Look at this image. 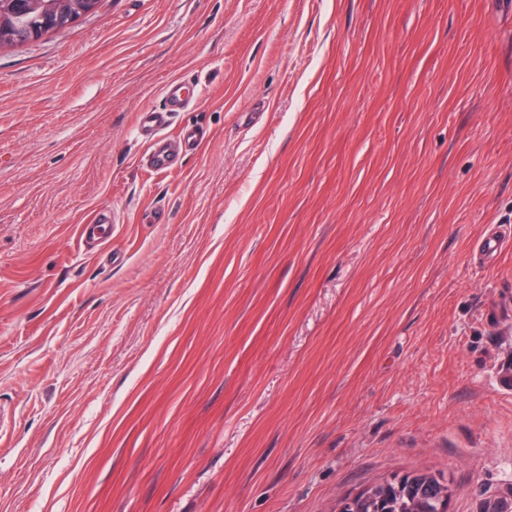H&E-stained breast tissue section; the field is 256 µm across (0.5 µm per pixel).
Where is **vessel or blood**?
I'll list each match as a JSON object with an SVG mask.
<instances>
[{
	"mask_svg": "<svg viewBox=\"0 0 512 512\" xmlns=\"http://www.w3.org/2000/svg\"><path fill=\"white\" fill-rule=\"evenodd\" d=\"M191 103L192 99L186 93L185 81L176 78L164 86L159 107L138 113L134 132L137 138L147 143L146 163L154 171H174L180 164L182 155L197 151L208 139L207 130L197 124L183 126L177 141H170L165 135L173 118L187 111ZM510 247L511 236L488 235L479 245V258L482 263H493L502 251Z\"/></svg>",
	"mask_w": 512,
	"mask_h": 512,
	"instance_id": "vessel-or-blood-1",
	"label": "vessel or blood"
}]
</instances>
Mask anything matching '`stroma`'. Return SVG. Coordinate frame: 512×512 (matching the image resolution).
<instances>
[{
    "label": "stroma",
    "instance_id": "1",
    "mask_svg": "<svg viewBox=\"0 0 512 512\" xmlns=\"http://www.w3.org/2000/svg\"><path fill=\"white\" fill-rule=\"evenodd\" d=\"M175 78L210 138L155 173ZM496 226L512 0H102L0 47V512H334L416 469L512 512ZM512 246V237L491 234L488 235L479 245V258L483 264L493 263L496 257L505 249Z\"/></svg>",
    "mask_w": 512,
    "mask_h": 512
}]
</instances>
